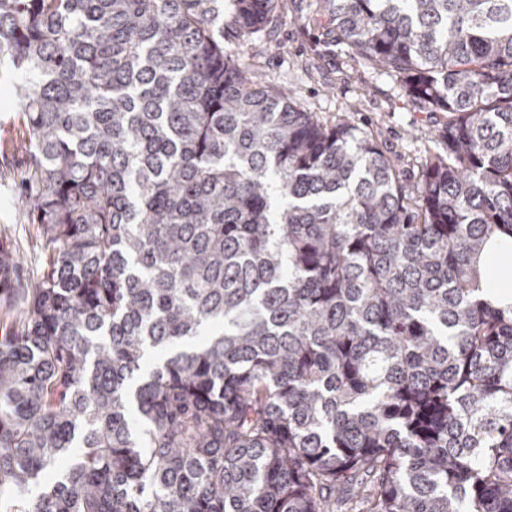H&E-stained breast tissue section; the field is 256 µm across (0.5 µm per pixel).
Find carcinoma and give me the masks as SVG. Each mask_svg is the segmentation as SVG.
Here are the masks:
<instances>
[{
  "label": "carcinoma",
  "mask_w": 512,
  "mask_h": 512,
  "mask_svg": "<svg viewBox=\"0 0 512 512\" xmlns=\"http://www.w3.org/2000/svg\"><path fill=\"white\" fill-rule=\"evenodd\" d=\"M276 2L0 0L47 256L0 241V512H512V0H315L448 113L415 191L226 52ZM509 238L503 239L506 245L500 249L496 264L485 271V278L481 288H486L487 297L499 304H512V239L510 250L507 247ZM502 241H497L493 250H497Z\"/></svg>",
  "instance_id": "1"
}]
</instances>
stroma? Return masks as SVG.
I'll return each instance as SVG.
<instances>
[{"mask_svg": "<svg viewBox=\"0 0 512 512\" xmlns=\"http://www.w3.org/2000/svg\"><path fill=\"white\" fill-rule=\"evenodd\" d=\"M280 20L270 35L245 49L229 45L256 85L278 84L298 103L328 124L345 122L371 135L390 163L409 183H416V159L441 150L437 132L440 112L412 106L399 77L374 69L341 46L327 44L326 35L310 15L309 0H283ZM12 74H0V239L20 256L15 281L37 279L45 264L39 228L22 190L27 153L19 142L25 117L6 91Z\"/></svg>", "mask_w": 512, "mask_h": 512, "instance_id": "1", "label": "stroma"}]
</instances>
